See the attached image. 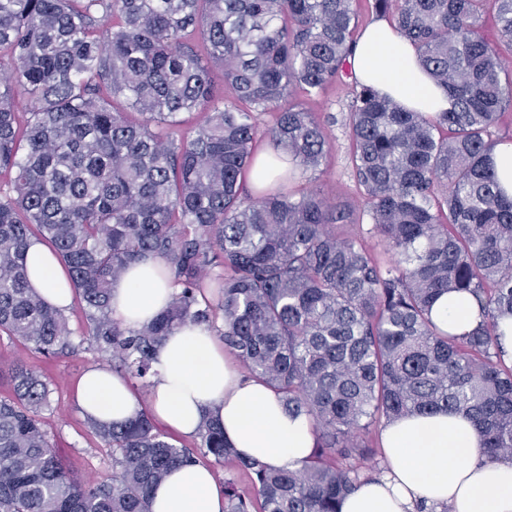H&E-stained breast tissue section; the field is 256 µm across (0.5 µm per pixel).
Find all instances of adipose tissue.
<instances>
[{"instance_id": "1", "label": "adipose tissue", "mask_w": 512, "mask_h": 512, "mask_svg": "<svg viewBox=\"0 0 512 512\" xmlns=\"http://www.w3.org/2000/svg\"><path fill=\"white\" fill-rule=\"evenodd\" d=\"M353 74L401 106L432 116L451 100L421 67L415 46L382 18L364 30L352 61ZM29 283L45 301L69 307L72 288L57 256L31 241L25 252ZM173 289L161 259L131 265L112 287V311L124 326L137 328L167 304ZM438 322L456 332L473 329L478 307L467 295L440 297ZM147 405L129 382L105 366L88 369L76 387L85 417L125 422L142 407L180 436L196 435L204 421L224 429L233 448L274 468L301 469L315 445L306 415L289 413L265 383L241 374L233 354L202 325L175 331L159 346ZM480 435L463 414H412L386 425L381 447L386 466L346 496L340 512H512V461H483ZM152 512H224V488L200 463L176 467L153 491Z\"/></svg>"}]
</instances>
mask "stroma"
Returning <instances> with one entry per match:
<instances>
[{
	"instance_id": "35a3bbf8",
	"label": "stroma",
	"mask_w": 512,
	"mask_h": 512,
	"mask_svg": "<svg viewBox=\"0 0 512 512\" xmlns=\"http://www.w3.org/2000/svg\"><path fill=\"white\" fill-rule=\"evenodd\" d=\"M351 88L347 81L329 84L321 97L308 101L318 116H334L326 131L334 149L318 168L297 176L294 189H324L337 202L350 204L355 199L354 180L348 166V140L345 123L350 112ZM65 316L72 332L69 349L46 357L22 343L0 337V369L15 363L41 371L48 376L53 392L43 417L51 441L61 448L71 471L84 480H99L112 474V452L89 428L75 401V387L83 372L96 365H108L111 355L99 352L87 335V320L80 299H73Z\"/></svg>"
}]
</instances>
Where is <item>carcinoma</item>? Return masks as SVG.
<instances>
[{
    "instance_id": "cac0c4a2",
    "label": "carcinoma",
    "mask_w": 512,
    "mask_h": 512,
    "mask_svg": "<svg viewBox=\"0 0 512 512\" xmlns=\"http://www.w3.org/2000/svg\"><path fill=\"white\" fill-rule=\"evenodd\" d=\"M373 10L413 42L450 110L407 111L353 79L357 0H0V333L44 355L71 346L64 314L28 286L24 255L38 239L85 303L90 340L128 378L149 385L166 336L205 324L316 438L292 471L240 457L212 422L190 449L146 412L90 420L113 473L85 481L44 428L50 382L18 363L0 398V512H150L170 468L211 459L255 490L224 480V512H339L361 482L350 460L373 452L370 426L414 413L461 411L482 460L512 459V365L497 341V319L512 314V196L490 157L512 142L495 134L512 109L498 47L512 48V0ZM216 63L228 96L210 80ZM343 78L354 207L285 188L332 150L306 102ZM199 111L194 134L175 140L180 115ZM260 135L274 184L255 197L246 174ZM370 233L395 260L378 261ZM151 256L175 291L153 321L124 327L112 284ZM446 293L473 296L482 323L463 336L441 328L432 309Z\"/></svg>"
}]
</instances>
